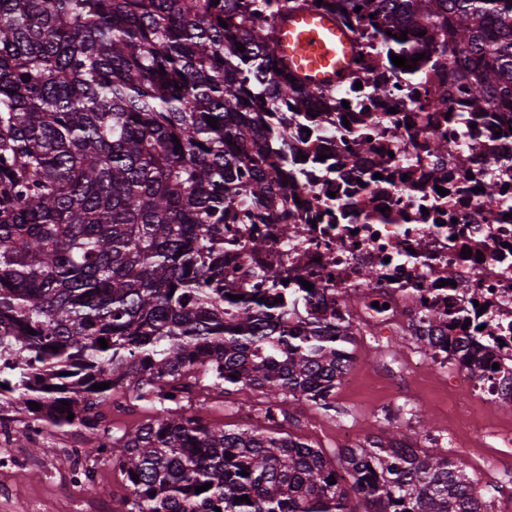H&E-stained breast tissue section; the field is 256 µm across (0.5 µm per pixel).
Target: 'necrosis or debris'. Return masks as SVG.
I'll return each mask as SVG.
<instances>
[{
  "label": "necrosis or debris",
  "mask_w": 512,
  "mask_h": 512,
  "mask_svg": "<svg viewBox=\"0 0 512 512\" xmlns=\"http://www.w3.org/2000/svg\"><path fill=\"white\" fill-rule=\"evenodd\" d=\"M352 28L364 55L336 104L314 101L288 127L277 210L251 209L249 223L227 222L224 291L282 299L292 326L317 318H355L384 333L408 312L438 316L436 347L403 373L425 365L451 368L473 414L512 402V114L475 115L456 71L429 56L432 34L404 46L416 69L394 65L366 20ZM448 89V106L434 95ZM444 140V153L431 146ZM367 143L358 166L348 158ZM471 159L460 164L461 152ZM494 184V195L482 193ZM293 229L283 237V226ZM266 241L265 249L245 241ZM470 255H462V248ZM280 272L277 286L262 270ZM469 453L491 473L512 454V426Z\"/></svg>",
  "instance_id": "necrosis-or-debris-1"
}]
</instances>
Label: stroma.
Here are the masks:
<instances>
[{"label":"stroma","instance_id":"35a3bbf8","mask_svg":"<svg viewBox=\"0 0 512 512\" xmlns=\"http://www.w3.org/2000/svg\"><path fill=\"white\" fill-rule=\"evenodd\" d=\"M424 349L412 337L396 332L388 336L367 334L358 337L350 376L341 380L333 396V408L323 411L304 403L288 404L289 419L270 423L313 447L327 457L342 448L336 425L344 421L360 436L376 437L385 431L401 429L416 447L449 459H466L467 450L456 444L469 422L467 401L459 396L451 376L422 370L405 389L418 402L412 415L401 416L389 405L394 388L393 373ZM261 391L247 390L213 401L205 416L208 423L238 427V415L245 409L264 405ZM45 451L21 448L11 434L0 431V452L17 458V465L0 474V512H119L128 491L111 461L98 455L97 436L86 431L47 429L42 437ZM88 468L91 481L73 483L72 470Z\"/></svg>","mask_w":512,"mask_h":512}]
</instances>
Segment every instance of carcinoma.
Returning <instances> with one entry per match:
<instances>
[{
    "instance_id": "carcinoma-1",
    "label": "carcinoma",
    "mask_w": 512,
    "mask_h": 512,
    "mask_svg": "<svg viewBox=\"0 0 512 512\" xmlns=\"http://www.w3.org/2000/svg\"><path fill=\"white\" fill-rule=\"evenodd\" d=\"M310 2L0 0V427L21 415L100 431L118 392L157 406L100 446L129 490L122 512H359L355 499L364 512H490L463 461L398 432L335 463L170 398L203 381L261 389L284 417L288 399L327 409L362 335L296 330L266 301L224 298L226 212L244 223L280 202L281 141L263 114L290 97L336 101L273 53L279 22ZM357 7L386 42L439 31L473 111L512 100V0L340 5Z\"/></svg>"
}]
</instances>
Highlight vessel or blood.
I'll return each instance as SVG.
<instances>
[{"instance_id":"b4317fda","label":"vessel or blood","mask_w":512,"mask_h":512,"mask_svg":"<svg viewBox=\"0 0 512 512\" xmlns=\"http://www.w3.org/2000/svg\"><path fill=\"white\" fill-rule=\"evenodd\" d=\"M274 54L309 88L338 85L354 67L356 36L334 15L317 9L297 11L281 21Z\"/></svg>"}]
</instances>
